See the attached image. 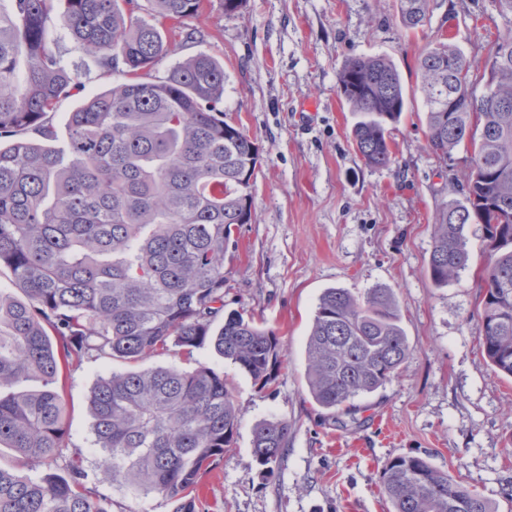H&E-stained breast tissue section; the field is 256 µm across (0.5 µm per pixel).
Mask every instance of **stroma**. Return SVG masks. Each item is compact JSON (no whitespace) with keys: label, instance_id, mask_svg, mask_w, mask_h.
<instances>
[{"label":"stroma","instance_id":"1","mask_svg":"<svg viewBox=\"0 0 512 512\" xmlns=\"http://www.w3.org/2000/svg\"><path fill=\"white\" fill-rule=\"evenodd\" d=\"M397 0H247L234 14L220 7L188 19L201 39L158 61L165 77L180 59L206 52L224 64V118L256 140L261 164L252 186L250 223L239 225L224 262V305L275 330L282 363L274 381L253 378L209 347L146 360V367L223 373L240 424L232 448L199 478L198 512H390L380 472L401 455L428 458L438 469L512 512V379L496 373L479 344L478 303L486 254L478 224L468 229L469 262L460 276L435 287L426 268L433 224L469 167L465 149L440 162L428 149L418 56L447 37L471 59L476 92L485 61L512 28L495 0H431V22L411 33ZM51 39L81 82L60 99L51 123L57 145L68 140L67 117L90 96L124 82L101 66L63 27ZM384 54L407 89V109L391 132L397 162L371 168L357 153L353 115L337 74L350 58ZM363 295L394 294L411 353L397 377L359 398L350 414L327 416L306 386V341L318 298L327 288ZM112 363L71 366L62 392L69 437L38 474L84 470L107 512H173L161 496L140 495L103 479L88 396ZM286 420L288 450L265 470L252 453L253 428Z\"/></svg>","mask_w":512,"mask_h":512}]
</instances>
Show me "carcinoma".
Masks as SVG:
<instances>
[{
	"label": "carcinoma",
	"mask_w": 512,
	"mask_h": 512,
	"mask_svg": "<svg viewBox=\"0 0 512 512\" xmlns=\"http://www.w3.org/2000/svg\"><path fill=\"white\" fill-rule=\"evenodd\" d=\"M12 2V13H0V270L22 297L0 289V445L37 468L68 438L58 382L74 363L139 362L173 348L190 356L208 343L264 387L281 348L273 330L224 313V259L235 226L252 218L242 176L260 164L257 143L224 120V64L199 52L149 79L158 60L194 40L181 24L211 0H66L61 25L129 79L70 113L62 151L49 145V114L77 74L47 40L56 0ZM429 2L398 0L408 29L430 21ZM160 18L173 22L168 37ZM487 63L493 87L450 110L448 98L471 87L470 61L449 41L419 59L429 148L446 161L463 145L472 163L460 197L437 213L427 273L438 288L457 277L469 261L468 226L481 224L480 344L512 377V33ZM337 82L357 116L351 137L361 158L391 167L390 131L406 109L395 64L383 54L354 57ZM306 353L309 394L332 416L383 388L410 353L393 293L325 289ZM32 376L41 389H17ZM88 405L107 479L164 496L174 512H197L199 477L233 445L239 422L223 374L206 364L113 371ZM289 430L277 418L256 426L261 466L280 464ZM380 482L391 512H496L420 456L390 459ZM0 512L107 510L76 465L66 478L0 466Z\"/></svg>",
	"instance_id": "obj_1"
}]
</instances>
